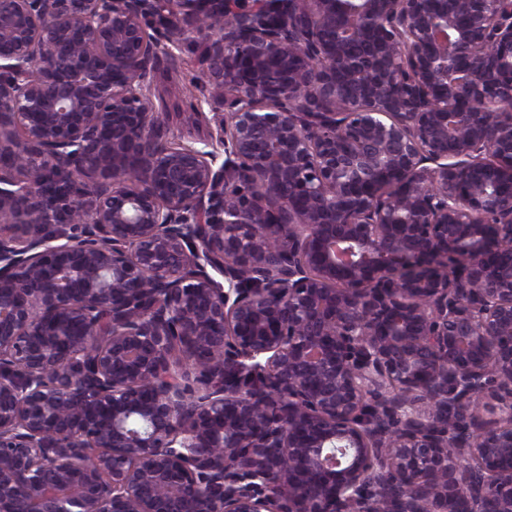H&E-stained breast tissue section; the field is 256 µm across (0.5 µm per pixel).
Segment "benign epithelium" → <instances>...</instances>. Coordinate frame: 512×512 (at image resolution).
Instances as JSON below:
<instances>
[{
	"mask_svg": "<svg viewBox=\"0 0 512 512\" xmlns=\"http://www.w3.org/2000/svg\"><path fill=\"white\" fill-rule=\"evenodd\" d=\"M0 512H512V0H0ZM203 45H185L182 51H175V57L162 56L156 80L152 89V100L159 111L166 112L161 118L172 128L179 129L184 142L202 147L199 138L217 136L220 130L222 112L210 111L204 106L202 114L193 113L192 104L202 97L196 88V76L201 68Z\"/></svg>",
	"mask_w": 512,
	"mask_h": 512,
	"instance_id": "7a95c632",
	"label": "benign epithelium"
}]
</instances>
